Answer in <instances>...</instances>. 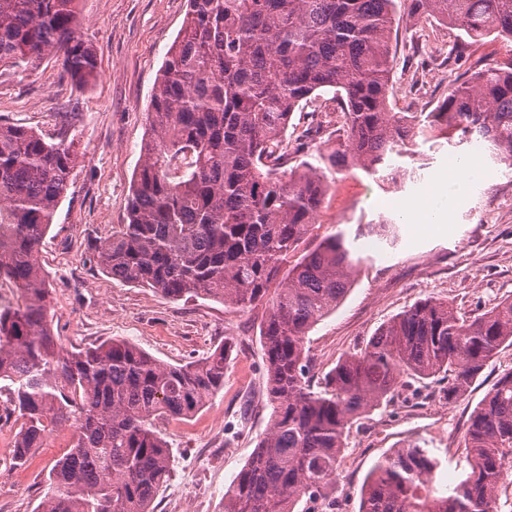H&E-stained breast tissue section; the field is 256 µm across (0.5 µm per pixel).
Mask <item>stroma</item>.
<instances>
[{
	"label": "stroma",
	"instance_id": "35a3bbf8",
	"mask_svg": "<svg viewBox=\"0 0 512 512\" xmlns=\"http://www.w3.org/2000/svg\"><path fill=\"white\" fill-rule=\"evenodd\" d=\"M187 0H79L80 33L97 52L98 77L77 88L54 59L30 67H0V123L26 126L53 140L67 127L78 151L69 190L41 245L40 263L51 288L52 328L62 349L109 340L136 345L178 365L206 356L224 338L235 348L224 387L193 417L159 429L172 454L173 472L154 503L155 512H224V490L251 456L270 424L272 409L262 386V308L234 310L212 300L174 301L149 288L119 284L97 265V241L125 223L132 179L150 134L151 95L167 52L184 22ZM497 37L460 39L434 19L399 28L389 107L426 112L465 77L476 62L503 59ZM342 124L334 102L317 99L295 113L289 139H303L307 154L332 146ZM472 144L419 145L390 177L360 172L340 176L305 248L346 231L362 256L354 283L336 311L309 332L313 372L322 375L343 356L360 351L396 314L426 297L452 303L469 318L512 297V169L482 155V178L467 182L450 215L421 226L389 214L381 202L390 191L423 198L436 176L448 171L450 153ZM419 164L411 180L405 168ZM393 218L394 243L370 232ZM512 369V347H503L466 394L447 399L444 382L427 380L422 391L402 388L393 400L353 426L342 454L333 512H359L361 490L373 465L392 449L415 440L445 451L441 473L452 484L469 469L462 434L472 411L500 375ZM75 441L72 427L47 435L28 461L13 465L0 445V512H34L46 479Z\"/></svg>",
	"mask_w": 512,
	"mask_h": 512
}]
</instances>
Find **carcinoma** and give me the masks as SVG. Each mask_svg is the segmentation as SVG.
I'll return each mask as SVG.
<instances>
[{
  "mask_svg": "<svg viewBox=\"0 0 512 512\" xmlns=\"http://www.w3.org/2000/svg\"><path fill=\"white\" fill-rule=\"evenodd\" d=\"M79 0H0V66L46 57L70 81L97 78V54L78 30ZM399 0H188L151 97L143 162L127 223L96 247L102 271L172 300L208 299L267 313L260 336L271 423L224 492V512H296L299 498L336 486L346 440L368 408L410 381L442 377L464 394L504 344L512 299L471 320L426 298L388 320L364 350L320 378L305 337L340 304L361 261L344 235L325 237L286 274L282 264L317 224L338 175L378 178L416 139L488 145L512 167V56L470 68L429 112L388 107ZM407 19L431 17L470 39L512 42V0H410ZM344 114L336 145L287 168L304 143L287 140L295 112L323 93ZM78 163L67 127L47 142L0 124V281L20 304L0 308V381L22 418L12 449L21 466L56 426L74 428L35 512H154L172 474L156 428L187 419L224 387L232 346L182 365L115 341L58 346L39 247ZM470 471L453 486L443 460L414 441L371 469L360 512H499L512 464V369L471 413Z\"/></svg>",
  "mask_w": 512,
  "mask_h": 512,
  "instance_id": "1",
  "label": "carcinoma"
}]
</instances>
